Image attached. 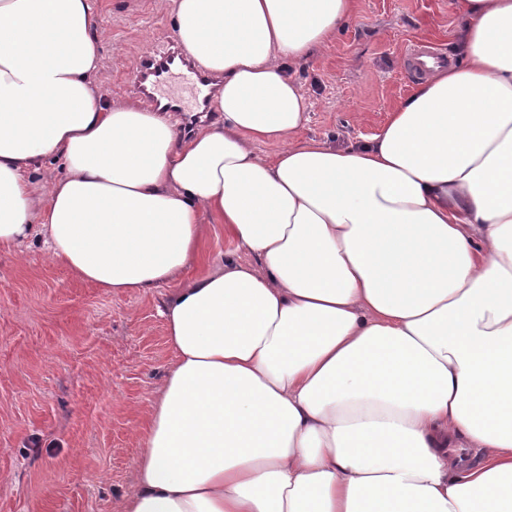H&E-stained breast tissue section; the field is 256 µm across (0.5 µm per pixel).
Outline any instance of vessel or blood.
Instances as JSON below:
<instances>
[{"mask_svg":"<svg viewBox=\"0 0 512 512\" xmlns=\"http://www.w3.org/2000/svg\"><path fill=\"white\" fill-rule=\"evenodd\" d=\"M191 62L174 43L158 51L145 52L131 80V87L142 103L150 108H163L178 117L181 126L192 125L194 115L185 113L178 98L158 99L154 90L162 84L176 68H190Z\"/></svg>","mask_w":512,"mask_h":512,"instance_id":"b4317fda","label":"vessel or blood"}]
</instances>
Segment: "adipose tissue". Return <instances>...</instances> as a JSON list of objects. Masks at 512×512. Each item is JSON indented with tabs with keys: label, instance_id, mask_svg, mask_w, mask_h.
I'll use <instances>...</instances> for the list:
<instances>
[{
	"label": "adipose tissue",
	"instance_id": "1",
	"mask_svg": "<svg viewBox=\"0 0 512 512\" xmlns=\"http://www.w3.org/2000/svg\"><path fill=\"white\" fill-rule=\"evenodd\" d=\"M171 6L223 78L190 139L105 101L97 0H0V252L165 291L123 512H512V0H451L460 62L346 148L290 69L356 0ZM212 222L253 260L186 278Z\"/></svg>",
	"mask_w": 512,
	"mask_h": 512
}]
</instances>
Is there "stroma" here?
Returning <instances> with one entry per match:
<instances>
[{"label":"stroma","instance_id":"obj_1","mask_svg":"<svg viewBox=\"0 0 512 512\" xmlns=\"http://www.w3.org/2000/svg\"><path fill=\"white\" fill-rule=\"evenodd\" d=\"M98 83L133 99L141 55L176 36L170 0H99ZM450 0H357V15L296 66L307 97L301 138L345 147L380 132L420 77L407 50L456 59ZM206 274L219 255L251 256L219 224L204 232ZM164 295H109L26 242L0 255V512H121L140 453L137 433L171 354Z\"/></svg>","mask_w":512,"mask_h":512}]
</instances>
